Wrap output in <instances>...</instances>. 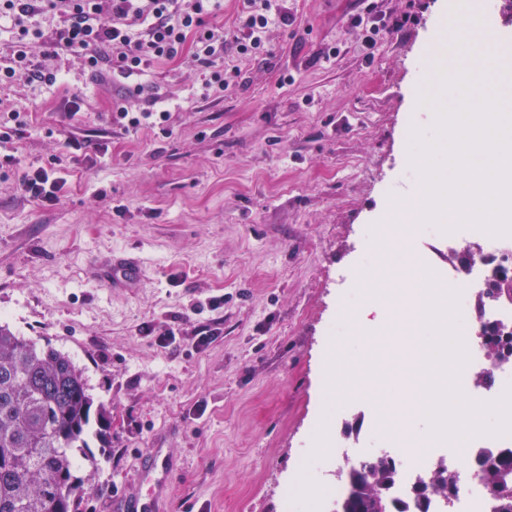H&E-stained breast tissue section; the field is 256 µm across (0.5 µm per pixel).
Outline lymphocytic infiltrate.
I'll list each match as a JSON object with an SVG mask.
<instances>
[{
  "instance_id": "1",
  "label": "lymphocytic infiltrate",
  "mask_w": 512,
  "mask_h": 512,
  "mask_svg": "<svg viewBox=\"0 0 512 512\" xmlns=\"http://www.w3.org/2000/svg\"><path fill=\"white\" fill-rule=\"evenodd\" d=\"M0 6L21 29L15 52L20 63L27 61L32 42L25 18L61 10L67 18L56 43L85 51L90 68H98V51L104 45L113 49V71L129 78L144 72L151 61L179 57L189 44L196 61L209 72L206 91L236 86L241 75L239 68H223L228 43L205 26L217 7L216 0H193L187 8L181 7L180 0H0ZM288 20L282 0H242L237 16L239 33L231 43L237 55L252 59L264 54L268 31ZM404 325L403 319L394 318L391 334L372 337L367 343L369 360L393 386L405 384L404 364L414 358L402 333Z\"/></svg>"
}]
</instances>
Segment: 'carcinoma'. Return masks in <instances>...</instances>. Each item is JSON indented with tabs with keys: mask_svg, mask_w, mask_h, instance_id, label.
<instances>
[{
	"mask_svg": "<svg viewBox=\"0 0 512 512\" xmlns=\"http://www.w3.org/2000/svg\"><path fill=\"white\" fill-rule=\"evenodd\" d=\"M485 346L495 359L512 358V344L498 334ZM92 407L84 371L67 353L0 326V512H76L89 484L75 471L81 460L93 465L92 437L104 438L91 433V419L107 420ZM481 466L485 487L512 482V457H486ZM397 475L388 454L345 468L350 490L337 512H407L390 493ZM420 477L415 512H428V502L452 488L448 462Z\"/></svg>",
	"mask_w": 512,
	"mask_h": 512,
	"instance_id": "1",
	"label": "carcinoma"
}]
</instances>
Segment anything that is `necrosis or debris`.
Segmentation results:
<instances>
[{"mask_svg":"<svg viewBox=\"0 0 512 512\" xmlns=\"http://www.w3.org/2000/svg\"><path fill=\"white\" fill-rule=\"evenodd\" d=\"M470 280H461L449 271L448 286L442 289L454 311L453 319L436 316L439 335L454 331L458 341L447 354L448 374L439 379L432 393L440 402L434 428L446 441V456L460 469L459 492L450 505L434 501L430 512H490V501L482 483L478 455L481 450L512 451V361L494 362L483 341L491 330L512 334V301H486L477 306L471 281L480 285L507 281L512 283V235L480 236V251L470 265ZM493 370L496 380L486 393H479L476 375ZM478 398L480 404L497 415L499 430L494 438L464 421L460 414V398ZM314 450L299 464L300 477L284 492L286 512H295L299 497H307V512H333L335 505L349 491L346 481H321L320 470L328 465L339 438L331 425H323L313 435Z\"/></svg>","mask_w":512,"mask_h":512,"instance_id":"4bbe7bcc","label":"necrosis or debris"}]
</instances>
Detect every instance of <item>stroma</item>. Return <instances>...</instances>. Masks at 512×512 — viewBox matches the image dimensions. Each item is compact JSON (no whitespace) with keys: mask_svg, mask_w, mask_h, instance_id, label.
<instances>
[{"mask_svg":"<svg viewBox=\"0 0 512 512\" xmlns=\"http://www.w3.org/2000/svg\"><path fill=\"white\" fill-rule=\"evenodd\" d=\"M488 2L469 22L491 59L512 47V0ZM370 3L417 20L380 34L368 61L347 19ZM283 5L290 20L269 32L267 56L225 52L241 77L221 93L205 94L189 45L136 79L114 78L108 62L90 70L84 52L54 48L59 13L31 20L43 33L32 67L50 81L20 70L0 82V113L24 122L0 138V159H16L0 167V324L69 354L110 412L94 468L78 469L90 488L77 512H284L323 420L369 433L361 445L343 433L338 455L357 461L378 446L370 402L329 385L325 349L341 342L340 365L359 368L367 338L411 314L395 287L367 300L357 249L413 187L409 130L432 125L418 89L435 85L431 49L458 11L441 13L440 0ZM118 103L167 111L166 131L113 125ZM72 138L80 156L65 147ZM37 168L67 180L54 205L21 189ZM116 251L142 267L130 287L87 275ZM454 259L417 233L394 255L436 279ZM215 296L223 308L196 314ZM208 324L216 336L196 349ZM170 332L175 344L161 346ZM149 448L167 449L173 468L160 497L137 477Z\"/></svg>","mask_w":512,"mask_h":512,"instance_id":"1","label":"stroma"}]
</instances>
